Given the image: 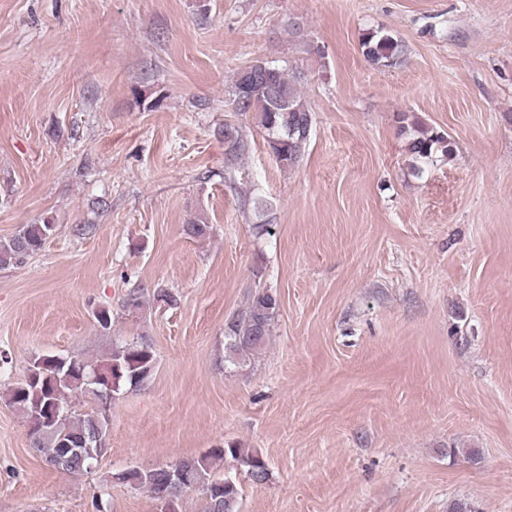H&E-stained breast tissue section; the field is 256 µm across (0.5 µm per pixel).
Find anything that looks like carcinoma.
<instances>
[{"instance_id":"1","label":"carcinoma","mask_w":512,"mask_h":512,"mask_svg":"<svg viewBox=\"0 0 512 512\" xmlns=\"http://www.w3.org/2000/svg\"><path fill=\"white\" fill-rule=\"evenodd\" d=\"M362 53L376 67L396 65L403 53L402 45L383 29L366 33ZM254 67L265 71L271 83L257 80L245 96H240L245 77L237 74L232 95L237 112H253L258 126L265 132L268 147L280 166L293 168L302 160L309 141L314 116L299 88L301 76L288 74L270 63L257 60ZM399 130L406 140V151L415 163H426L433 157L446 156L451 151L448 135L428 127L414 115L400 117ZM226 154L241 159L250 150V144L234 125H224ZM210 225L203 216H193L183 226L190 239L209 234ZM57 232V224L43 218L34 224L22 225L12 236L0 239V269L20 266L39 253ZM145 288L135 286L124 296L122 308L133 313L143 305ZM280 309L277 292L263 288L249 300L248 307L228 325L226 338L229 351L244 359L259 351L269 340L271 326ZM36 357L28 366V374L8 390L7 401L22 413L28 425L31 447L38 453L53 448L59 438L70 442L88 441L99 432L109 431L108 420L98 411L101 405H112V400L124 388L139 387L146 383L155 365L153 344L146 336L132 343L112 349L106 358L93 364L77 358L62 357L52 367L40 366ZM93 400L95 408L82 415L73 410L72 398ZM50 411L58 412L55 434L35 436L40 419ZM230 457L246 469L254 484L269 480L266 460L247 448L229 445L212 448L191 457L184 469L186 484L174 487L169 483L166 467L130 469L117 473L113 479L134 489H144L156 501L177 503L181 494L196 489L202 495V512H239V489L236 483L213 475L214 465ZM94 462L73 457L62 465L63 472L78 474L90 471Z\"/></svg>"}]
</instances>
